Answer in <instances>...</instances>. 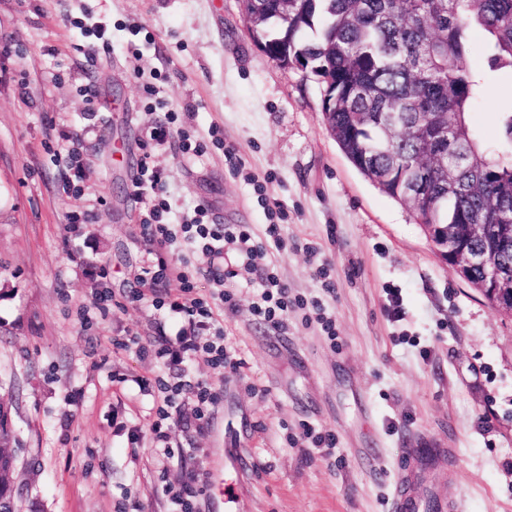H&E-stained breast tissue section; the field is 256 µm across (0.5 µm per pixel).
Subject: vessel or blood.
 <instances>
[{"label": "vessel or blood", "instance_id": "1", "mask_svg": "<svg viewBox=\"0 0 512 512\" xmlns=\"http://www.w3.org/2000/svg\"><path fill=\"white\" fill-rule=\"evenodd\" d=\"M441 452L436 448H407L403 462L394 480L390 499V512H448V502L438 499L422 500L414 493L416 468L439 463Z\"/></svg>", "mask_w": 512, "mask_h": 512}]
</instances>
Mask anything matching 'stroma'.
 I'll use <instances>...</instances> for the list:
<instances>
[{
  "instance_id": "1",
  "label": "stroma",
  "mask_w": 512,
  "mask_h": 512,
  "mask_svg": "<svg viewBox=\"0 0 512 512\" xmlns=\"http://www.w3.org/2000/svg\"><path fill=\"white\" fill-rule=\"evenodd\" d=\"M102 24L112 50L87 62L75 47ZM466 63L487 87L469 122L491 147L512 71L489 69L477 30ZM168 111L171 136L152 141ZM65 133L79 135L83 163L69 194ZM147 153L167 173L169 223L202 205L207 222L249 225L260 240L268 204L288 213L267 261L304 304L270 327L252 310L257 280L239 269L219 316L225 365L155 356L180 324L138 297L154 256L140 229L148 203L131 185ZM324 264L329 292L314 276ZM106 290V312L92 309ZM132 336L143 353L123 349ZM176 376L182 413L196 409L194 385L214 398L200 427L172 422L163 445L149 426ZM0 406L22 451V512H174L185 490L193 512H386L411 446L454 451L418 494L512 512V315L351 164L314 76L261 51L240 0H0ZM308 426L335 434L336 458Z\"/></svg>"
}]
</instances>
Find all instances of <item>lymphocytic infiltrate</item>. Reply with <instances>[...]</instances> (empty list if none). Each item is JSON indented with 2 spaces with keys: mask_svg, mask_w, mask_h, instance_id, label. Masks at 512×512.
<instances>
[{
  "mask_svg": "<svg viewBox=\"0 0 512 512\" xmlns=\"http://www.w3.org/2000/svg\"><path fill=\"white\" fill-rule=\"evenodd\" d=\"M132 192L136 198L149 200L151 206L141 220L143 234L157 245L158 252L167 251L178 241L171 224L165 216L170 210L167 199V176L164 169L152 160H144L139 175L133 181ZM198 217L191 224L185 225L186 236L181 240L187 250H200L208 260V272L218 291L212 301H205L194 293L190 280L188 262L178 259L174 263L159 261L157 266H148L143 270L142 283L148 291H155L164 281L177 285L176 299L171 304L172 312L179 314L184 323L176 343L164 344L160 350L168 366L177 367L199 354H206L215 364H223L227 355L224 351V329L216 317L218 304L224 301L221 293L225 279L233 277V270L224 266V249L236 246L243 262L248 267L259 270V277L264 290L253 310L263 316L273 326H281L283 315L287 313L292 301L287 287L268 268L258 266V259L264 258L270 248L283 245L281 222L285 218L282 206L270 209L271 220L266 227L263 240H254L248 226L243 224H206L202 217L205 208H198ZM210 330L208 339H200L199 330Z\"/></svg>",
  "mask_w": 512,
  "mask_h": 512,
  "instance_id": "obj_1",
  "label": "lymphocytic infiltrate"
}]
</instances>
